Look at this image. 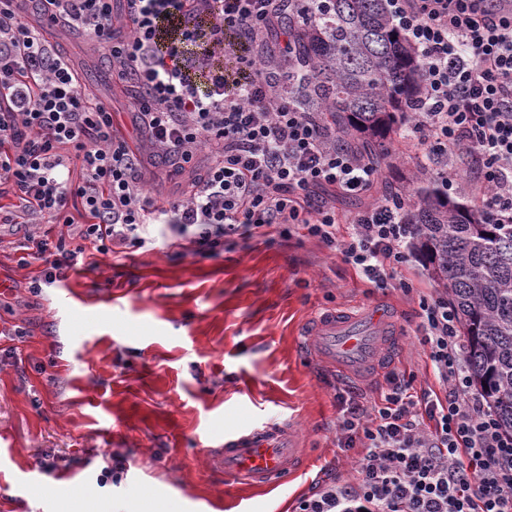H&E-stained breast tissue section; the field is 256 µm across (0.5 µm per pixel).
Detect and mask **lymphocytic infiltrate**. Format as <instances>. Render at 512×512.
<instances>
[{
	"instance_id": "obj_1",
	"label": "lymphocytic infiltrate",
	"mask_w": 512,
	"mask_h": 512,
	"mask_svg": "<svg viewBox=\"0 0 512 512\" xmlns=\"http://www.w3.org/2000/svg\"><path fill=\"white\" fill-rule=\"evenodd\" d=\"M23 2L0 0V224L25 227L21 265H44L32 292L129 248L215 255L235 238L296 234L338 251L371 287L410 291L393 279L409 261L402 200L374 201L338 225L317 194L368 190L376 170L337 149L320 113L280 98L269 61L249 51L288 0H39L37 25ZM387 4L422 62L417 164L448 150L473 158V201L512 224V0ZM57 27L81 32L137 88L128 109L146 146L87 97L52 39ZM146 149L180 177L163 206L141 172ZM419 307L438 389L397 385L369 408L349 397L340 429L365 450L358 481L317 486L294 512H512V431L472 384L447 298Z\"/></svg>"
}]
</instances>
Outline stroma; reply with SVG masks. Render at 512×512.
<instances>
[{
  "instance_id": "35a3bbf8",
  "label": "stroma",
  "mask_w": 512,
  "mask_h": 512,
  "mask_svg": "<svg viewBox=\"0 0 512 512\" xmlns=\"http://www.w3.org/2000/svg\"><path fill=\"white\" fill-rule=\"evenodd\" d=\"M89 93L112 105L119 130L142 137L127 110L133 91L83 36L54 35ZM374 190L340 196L336 211L363 210L378 191L408 197L414 146L394 142ZM22 231L0 230V512H105L153 492L166 512H293L335 469L353 480L363 448L341 445L343 389L304 348L302 326L330 310L385 303L403 330L395 380L436 388L416 336L419 297L439 293L418 259L398 269L410 293L378 290L337 252L312 239L257 237L216 255L132 248L77 264L35 294L39 262L18 263ZM294 420L303 466L261 488L225 483L208 454L225 434ZM127 460L120 484L99 485L110 453Z\"/></svg>"
}]
</instances>
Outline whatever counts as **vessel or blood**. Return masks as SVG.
I'll use <instances>...</instances> for the list:
<instances>
[{
    "instance_id": "obj_1",
    "label": "vessel or blood",
    "mask_w": 512,
    "mask_h": 512,
    "mask_svg": "<svg viewBox=\"0 0 512 512\" xmlns=\"http://www.w3.org/2000/svg\"><path fill=\"white\" fill-rule=\"evenodd\" d=\"M306 336L310 351L340 375L394 363L403 342L381 307L362 315L326 312L307 325ZM296 440V429L289 421L231 434L214 452L211 467L230 481L261 485L295 469Z\"/></svg>"
}]
</instances>
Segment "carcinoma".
<instances>
[{"mask_svg": "<svg viewBox=\"0 0 512 512\" xmlns=\"http://www.w3.org/2000/svg\"><path fill=\"white\" fill-rule=\"evenodd\" d=\"M283 31L287 56L267 55L279 95L324 113L336 148L380 168L422 95V63L386 0H295ZM413 197L409 247L457 312L473 385L511 430L512 224L448 195L429 166Z\"/></svg>", "mask_w": 512, "mask_h": 512, "instance_id": "cac0c4a2", "label": "carcinoma"}]
</instances>
